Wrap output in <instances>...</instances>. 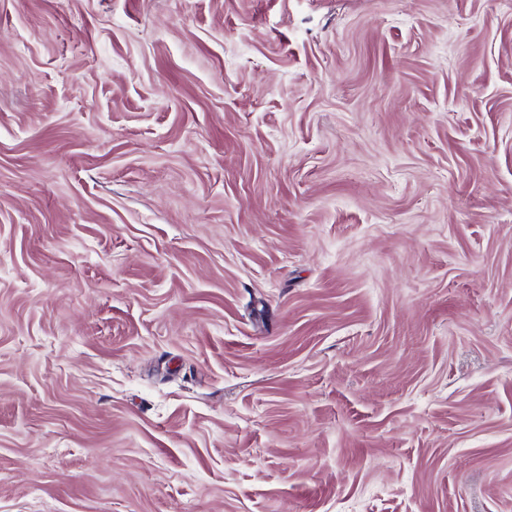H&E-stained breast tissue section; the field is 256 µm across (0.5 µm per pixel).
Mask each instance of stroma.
I'll return each instance as SVG.
<instances>
[{
	"label": "stroma",
	"instance_id": "1",
	"mask_svg": "<svg viewBox=\"0 0 512 512\" xmlns=\"http://www.w3.org/2000/svg\"><path fill=\"white\" fill-rule=\"evenodd\" d=\"M0 512H512V0H0Z\"/></svg>",
	"mask_w": 512,
	"mask_h": 512
}]
</instances>
